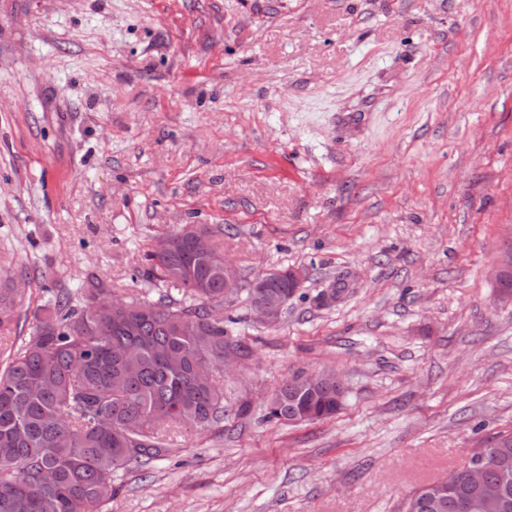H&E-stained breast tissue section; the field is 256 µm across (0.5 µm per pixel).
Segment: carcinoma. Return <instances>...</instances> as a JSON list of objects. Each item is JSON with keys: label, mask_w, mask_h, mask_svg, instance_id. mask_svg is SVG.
Wrapping results in <instances>:
<instances>
[{"label": "carcinoma", "mask_w": 512, "mask_h": 512, "mask_svg": "<svg viewBox=\"0 0 512 512\" xmlns=\"http://www.w3.org/2000/svg\"><path fill=\"white\" fill-rule=\"evenodd\" d=\"M147 275L182 289V298L129 301L112 317V289L100 281L81 286L85 299L60 288L34 311L35 325L0 369V512H102L112 500L114 472L167 451L162 431L193 423L204 429L224 416V391L195 367L224 358L232 343L247 346L212 310L224 304V254H193L178 232L168 246L147 254ZM291 289L276 269L264 292ZM18 288H0V328L15 320ZM267 404L265 418L286 422L305 406L336 414V381L301 392L285 382ZM491 460L488 484L500 490L492 512H512V430L469 459ZM475 495L465 482L445 489L443 509Z\"/></svg>", "instance_id": "carcinoma-1"}]
</instances>
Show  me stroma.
I'll list each match as a JSON object with an SVG mask.
<instances>
[{
	"instance_id": "1",
	"label": "stroma",
	"mask_w": 512,
	"mask_h": 512,
	"mask_svg": "<svg viewBox=\"0 0 512 512\" xmlns=\"http://www.w3.org/2000/svg\"><path fill=\"white\" fill-rule=\"evenodd\" d=\"M189 223L305 279L273 326L225 300L223 420L104 512H398L512 430V0H0V359L48 290L173 293L145 255ZM300 371L341 409L265 421ZM20 292V288H0L1 330H9L10 325L15 320V310Z\"/></svg>"
}]
</instances>
